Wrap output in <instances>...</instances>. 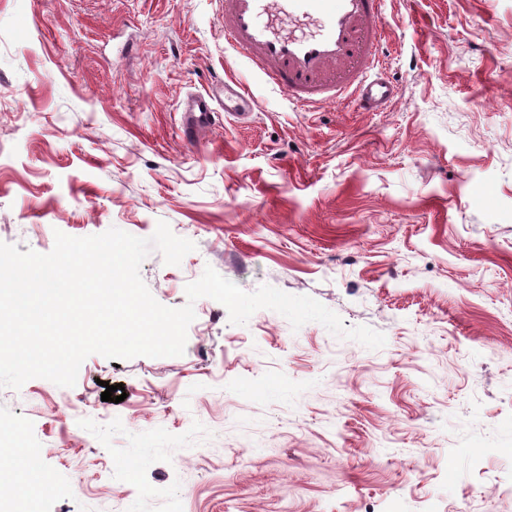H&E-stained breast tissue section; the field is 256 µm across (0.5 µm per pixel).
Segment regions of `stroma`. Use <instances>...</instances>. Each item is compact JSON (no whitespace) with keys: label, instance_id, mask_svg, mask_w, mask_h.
<instances>
[{"label":"stroma","instance_id":"obj_1","mask_svg":"<svg viewBox=\"0 0 512 512\" xmlns=\"http://www.w3.org/2000/svg\"><path fill=\"white\" fill-rule=\"evenodd\" d=\"M389 111L288 102L224 43L218 0H0V242L168 223L140 275L205 267L308 295L370 350L203 297L178 357L0 388V475L39 512H512V0H386ZM241 81L249 123L179 106ZM126 399L102 401L104 384Z\"/></svg>","mask_w":512,"mask_h":512}]
</instances>
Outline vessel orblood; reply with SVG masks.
<instances>
[{"label":"vessel or blood","mask_w":512,"mask_h":512,"mask_svg":"<svg viewBox=\"0 0 512 512\" xmlns=\"http://www.w3.org/2000/svg\"><path fill=\"white\" fill-rule=\"evenodd\" d=\"M224 41L290 103L351 105L382 112L400 96L382 45L385 0H221ZM246 117L254 101L231 78L181 104L182 126L196 140L216 108Z\"/></svg>","instance_id":"1"}]
</instances>
